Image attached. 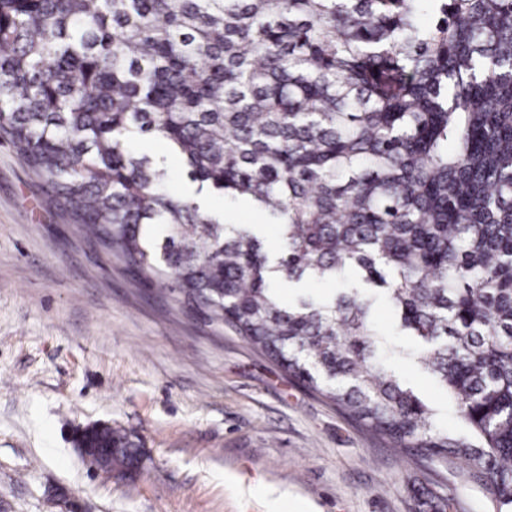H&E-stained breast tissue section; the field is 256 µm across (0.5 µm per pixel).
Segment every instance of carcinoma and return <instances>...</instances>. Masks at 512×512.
<instances>
[{
  "label": "carcinoma",
  "instance_id": "carcinoma-1",
  "mask_svg": "<svg viewBox=\"0 0 512 512\" xmlns=\"http://www.w3.org/2000/svg\"><path fill=\"white\" fill-rule=\"evenodd\" d=\"M0 139L141 283L512 512V0H0ZM204 190L278 226L290 298ZM395 334L464 433L389 370Z\"/></svg>",
  "mask_w": 512,
  "mask_h": 512
}]
</instances>
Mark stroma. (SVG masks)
<instances>
[{
	"label": "stroma",
	"instance_id": "35a3bbf8",
	"mask_svg": "<svg viewBox=\"0 0 512 512\" xmlns=\"http://www.w3.org/2000/svg\"><path fill=\"white\" fill-rule=\"evenodd\" d=\"M396 376L462 430L447 394L404 355ZM109 422L146 451L142 476L107 482L73 431ZM425 462L373 436L242 337L147 286L60 217L39 178L0 141V512H431ZM460 463L431 494L486 512Z\"/></svg>",
	"mask_w": 512,
	"mask_h": 512
}]
</instances>
